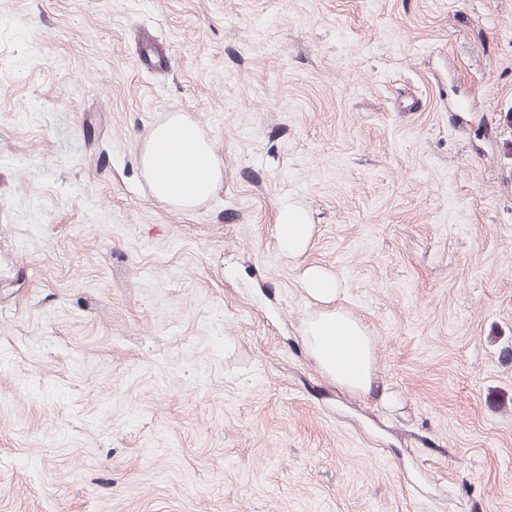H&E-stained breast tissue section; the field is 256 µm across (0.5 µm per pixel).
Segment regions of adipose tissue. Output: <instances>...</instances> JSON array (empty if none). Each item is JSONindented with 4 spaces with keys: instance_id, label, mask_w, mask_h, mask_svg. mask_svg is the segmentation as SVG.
Listing matches in <instances>:
<instances>
[{
    "instance_id": "adipose-tissue-1",
    "label": "adipose tissue",
    "mask_w": 512,
    "mask_h": 512,
    "mask_svg": "<svg viewBox=\"0 0 512 512\" xmlns=\"http://www.w3.org/2000/svg\"><path fill=\"white\" fill-rule=\"evenodd\" d=\"M141 165L153 194L187 210L212 196L224 180V164L199 126L182 114H171L148 136ZM312 226L295 207L283 209L277 246L288 257L303 255ZM302 287L316 309L307 318L303 339L318 368L344 389L365 393L376 371L374 347L365 326L340 303L338 277L318 266H307Z\"/></svg>"
}]
</instances>
